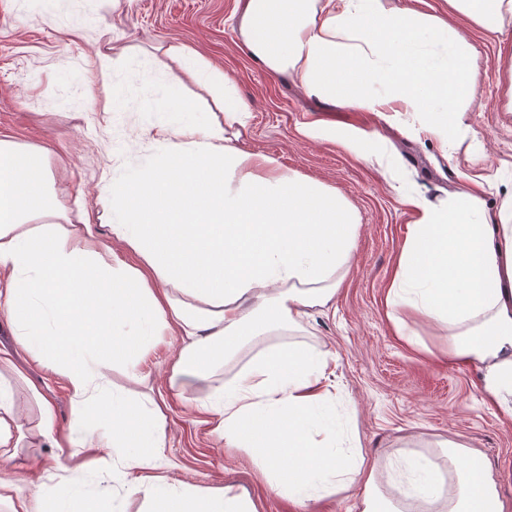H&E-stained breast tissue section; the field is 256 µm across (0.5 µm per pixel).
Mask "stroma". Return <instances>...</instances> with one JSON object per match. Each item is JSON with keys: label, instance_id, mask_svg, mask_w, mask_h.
<instances>
[{"label": "stroma", "instance_id": "1", "mask_svg": "<svg viewBox=\"0 0 512 512\" xmlns=\"http://www.w3.org/2000/svg\"><path fill=\"white\" fill-rule=\"evenodd\" d=\"M236 0H0V136L49 148L55 159L54 194L72 207L83 196L93 216L102 181L144 166L163 148L158 132L171 116L145 112V71L164 63V44L196 50L230 75L234 91L251 111L246 148L268 154L287 169L335 187L359 211L349 273L332 304L312 311L301 326L242 337L238 347L211 362L206 381L169 387L170 367L181 342L163 335L129 378L120 366L105 371L115 390L132 399L152 398L161 407L166 447L155 476L174 485L226 486L247 491L257 512H301L272 490L257 460L244 449L225 447L204 406L215 386L232 382L266 347L299 343L332 356L336 384L330 396L349 421L343 445H354L376 467L378 485L406 479L411 459L440 470L448 462L437 449L446 439L476 450L492 466L499 491L512 498V424L485 404L476 367L448 361V335L423 318L407 321L397 336L387 317L385 294L414 221L409 193L442 198L458 190L462 175L481 182L490 206H498L504 182L512 180V112L501 107V74L511 60L496 37L474 32L479 49V88L463 116L465 135L452 157L438 141L411 131V117L384 120L371 112L346 111L308 97L292 82L261 68L236 42ZM131 47L111 72L93 65L101 39ZM121 90L125 109L113 111ZM356 127L377 137L370 160L361 161L328 138L306 137L301 127ZM0 350L10 364L0 379L16 393L19 446L15 460H0V478L13 479L17 494L51 488L63 467L83 465L94 512H142L141 495L114 482L123 449L65 447L96 425L75 419L66 379L42 367L20 346L16 329L0 310ZM56 412L63 445L39 435L42 401ZM24 460L28 470L18 471Z\"/></svg>", "mask_w": 512, "mask_h": 512}]
</instances>
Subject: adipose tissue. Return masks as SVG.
<instances>
[{
    "mask_svg": "<svg viewBox=\"0 0 512 512\" xmlns=\"http://www.w3.org/2000/svg\"><path fill=\"white\" fill-rule=\"evenodd\" d=\"M422 0H237L234 32L252 60L333 106L382 118L410 115L452 148L475 100L479 52L448 21L503 35L512 0H446L447 15ZM165 56L196 83L220 84L222 116L177 92L146 94L141 108L175 114L161 135L167 151L102 187L106 229L84 206L58 204L50 152L0 137V306L20 344L63 376L75 416L101 419L86 440L127 454L117 481L156 468L165 446L154 400L111 392L101 366L129 376L160 332L183 348L171 388L207 377L192 356L220 354L239 337L295 327L327 308L346 276L360 224L334 187L280 170L275 158L241 147L247 104L227 75L174 42ZM416 219L385 304L397 329L420 315L448 333V357L481 372L485 403L512 421V194L489 207L481 184L443 199L408 198ZM119 242L136 263L103 248ZM328 358L281 343L252 360L209 410L228 448L260 459L271 487L297 506L362 485L359 512H400L376 486L374 467L353 449L315 445L340 428L322 385ZM444 453L455 467L448 490L437 475L420 486L425 512H512L491 465L476 453ZM87 477L61 476L50 493L10 501V512H86ZM145 512H257L232 487L200 490L160 482L132 487Z\"/></svg>",
    "mask_w": 512,
    "mask_h": 512,
    "instance_id": "ef3b65f1",
    "label": "adipose tissue"
}]
</instances>
